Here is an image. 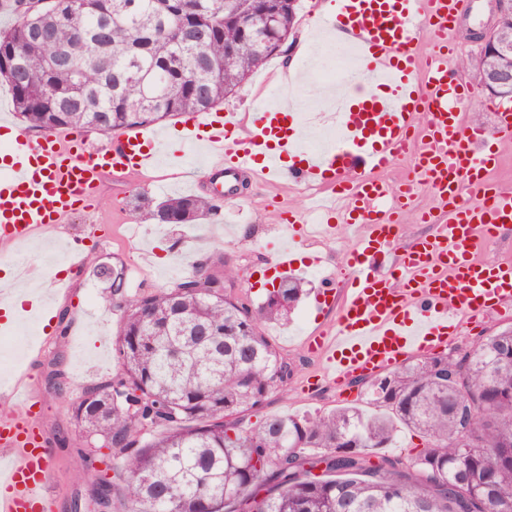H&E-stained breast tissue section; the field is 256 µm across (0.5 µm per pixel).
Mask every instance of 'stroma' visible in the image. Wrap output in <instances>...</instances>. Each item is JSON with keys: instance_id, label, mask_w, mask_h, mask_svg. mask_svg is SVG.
Wrapping results in <instances>:
<instances>
[{"instance_id": "35a3bbf8", "label": "stroma", "mask_w": 512, "mask_h": 512, "mask_svg": "<svg viewBox=\"0 0 512 512\" xmlns=\"http://www.w3.org/2000/svg\"><path fill=\"white\" fill-rule=\"evenodd\" d=\"M331 0H300L295 37L286 52L272 55L238 91L228 97L222 111L245 114L258 103H276L295 96L301 112L316 107L306 77L309 45L317 37L332 36L328 27L316 21L329 10ZM171 154L179 158L178 166L161 162L156 169L122 181L106 180L94 208L81 212L67 223L50 227L31 241L8 248L0 263L24 274L37 275L50 284L52 275L67 283L53 304L68 312L69 323L30 324L26 314H19L7 330L15 346L0 347V359L10 361L14 377L25 378L36 403V421L41 426L49 451L47 491L52 499L50 512H72L71 500L83 490L87 480L99 477L106 466L102 462L86 464L79 452L80 442L72 424L73 405L84 385L115 375L117 365L112 340L120 326L119 311L103 306L100 297L104 283L91 276L93 260H120L126 266L130 294H148L179 282L192 264L223 253L225 262L236 271L235 294L250 306L260 304L269 280H257L256 271L267 264L281 243L279 215L307 203L303 186L280 181L260 186L245 183L234 199L221 203L217 220H203L195 225L134 226L128 211L132 193L140 191L154 199L187 194L196 181H207L204 172L206 154L175 139ZM354 241L349 236L315 240L298 244L300 254L311 252L334 254L326 271L334 283L327 302L313 309L311 299H304L293 321L282 325L267 323L264 336L293 368L285 389L273 391L261 407L240 417L242 428H254L267 416L290 414L307 416L336 408L354 406L373 413L359 387L348 389L347 396L338 391L321 392L312 381L319 372V359L310 353L304 339L316 327L336 322V307L345 288L341 278L346 255ZM512 325V310L492 312L478 320H465L460 336L448 348L455 355L471 350L480 338L506 325ZM61 354L68 383L60 389L48 386V359Z\"/></svg>"}]
</instances>
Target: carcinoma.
I'll return each mask as SVG.
<instances>
[{"label":"carcinoma","mask_w":512,"mask_h":512,"mask_svg":"<svg viewBox=\"0 0 512 512\" xmlns=\"http://www.w3.org/2000/svg\"><path fill=\"white\" fill-rule=\"evenodd\" d=\"M29 0L0 30V77L35 130L103 132L206 112L257 69L294 28L242 32L234 17L261 16V0ZM57 52L64 65L47 67ZM138 224H193L219 214L202 195L154 202L131 196ZM93 274L101 303L121 312L112 378L86 385L73 414L118 451L97 496L126 512H505L512 507V326L455 361L426 356L359 379L376 413L357 407L298 417L272 415L251 430L237 416L288 385L293 368L262 333L286 321L304 281L282 278L254 310L234 295L224 255L184 279L129 295L125 267ZM47 380L67 383L59 355ZM420 434L417 454L381 465L398 428ZM324 466L322 473L314 469Z\"/></svg>","instance_id":"carcinoma-1"}]
</instances>
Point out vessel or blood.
I'll list each match as a JSON object with an SVG mask.
<instances>
[{"instance_id": "1", "label": "vessel or blood", "mask_w": 512, "mask_h": 512, "mask_svg": "<svg viewBox=\"0 0 512 512\" xmlns=\"http://www.w3.org/2000/svg\"><path fill=\"white\" fill-rule=\"evenodd\" d=\"M469 0H333L327 24L355 46L359 85L335 110L344 144L309 150L299 137L291 103L260 105L248 125L230 112L188 114L182 140L209 151L211 185L258 174L313 183L344 200L342 211L319 212L321 231L340 224L363 229L347 266L348 292L336 324L307 336L324 363L320 381L346 391L353 378L401 365L410 352L427 355L453 341L459 314L481 317L512 303V265L477 258L480 245L512 229V189L485 183L497 145L512 141V108L494 105V129L466 122L474 95L448 67L451 32ZM376 86L363 97L360 84ZM168 134L132 127L105 145L87 146L54 133L14 134L0 152V243L27 241L94 205L107 175L152 167ZM414 159L411 182L392 187L382 173L404 155ZM437 212L418 218L429 236L395 250L399 215L418 190ZM288 246L278 248L272 271L297 268L294 248L309 217L280 215ZM0 512H47L48 449L39 430L0 417Z\"/></svg>"}]
</instances>
